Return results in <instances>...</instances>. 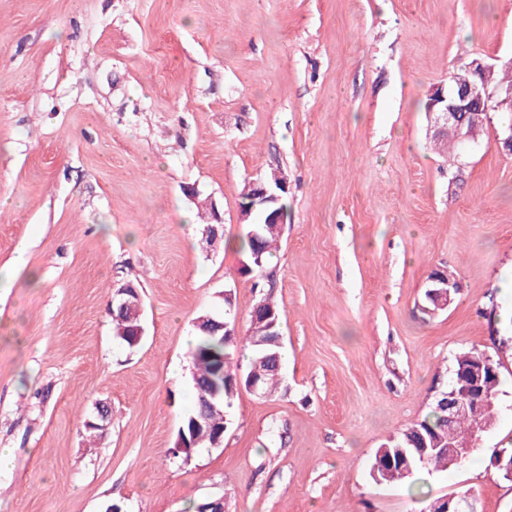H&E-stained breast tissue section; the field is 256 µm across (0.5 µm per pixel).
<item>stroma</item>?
Masks as SVG:
<instances>
[{
	"mask_svg": "<svg viewBox=\"0 0 512 512\" xmlns=\"http://www.w3.org/2000/svg\"><path fill=\"white\" fill-rule=\"evenodd\" d=\"M511 54L512 0H0V512H425L464 493L512 512L489 465L512 448V155L491 143L512 115L451 162L424 108L471 59ZM274 171L286 224L245 275L227 244L245 184ZM199 199L224 219L211 244ZM436 268L460 291L430 318ZM129 282L132 348L111 307ZM228 296L242 364L252 307L277 306L281 383L239 392L223 447L187 461L189 340ZM469 349L503 362L471 461L418 495L373 482L376 448ZM115 305L128 315V323L122 317L113 316L117 335H120L128 326L125 336L129 347L139 345L145 334L143 325L144 306L139 289L132 283H126L121 288L113 290L112 308Z\"/></svg>",
	"mask_w": 512,
	"mask_h": 512,
	"instance_id": "1",
	"label": "stroma"
}]
</instances>
